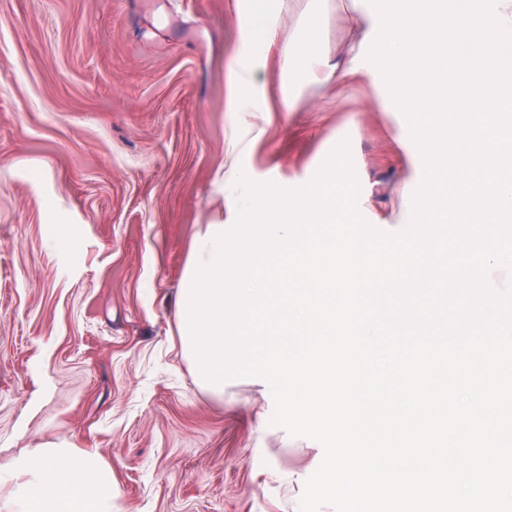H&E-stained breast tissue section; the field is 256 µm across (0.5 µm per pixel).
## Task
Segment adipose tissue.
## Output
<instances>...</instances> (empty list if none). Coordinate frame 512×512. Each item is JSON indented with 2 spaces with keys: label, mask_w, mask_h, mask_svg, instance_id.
Masks as SVG:
<instances>
[{
  "label": "adipose tissue",
  "mask_w": 512,
  "mask_h": 512,
  "mask_svg": "<svg viewBox=\"0 0 512 512\" xmlns=\"http://www.w3.org/2000/svg\"><path fill=\"white\" fill-rule=\"evenodd\" d=\"M291 0H278L276 9L254 8L239 19L243 43L274 42L283 12ZM261 57L241 52L230 72L229 94L237 119L232 150L252 149L263 133L266 107L257 103L264 95L258 79ZM8 486V497L0 512H113L112 470L98 456L68 445L43 446L17 457L0 486Z\"/></svg>",
  "instance_id": "adipose-tissue-1"
}]
</instances>
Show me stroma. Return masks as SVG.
I'll return each instance as SVG.
<instances>
[{
	"label": "stroma",
	"mask_w": 512,
	"mask_h": 512,
	"mask_svg": "<svg viewBox=\"0 0 512 512\" xmlns=\"http://www.w3.org/2000/svg\"><path fill=\"white\" fill-rule=\"evenodd\" d=\"M250 0H0V470L65 441L112 468L115 512H297L319 443L271 427L258 378L200 386L176 299L199 225L236 165L288 189L348 141L371 224L421 182L379 69L304 83L281 111L290 41L344 58L367 0H298L264 68L270 123L228 154L229 68Z\"/></svg>",
	"instance_id": "1"
}]
</instances>
